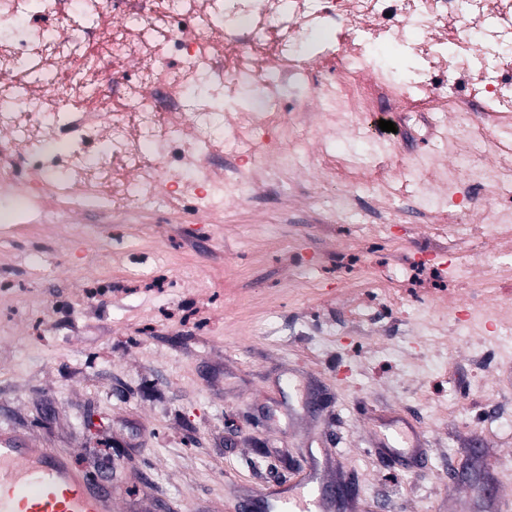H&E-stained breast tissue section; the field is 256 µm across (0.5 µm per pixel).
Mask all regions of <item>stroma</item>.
Masks as SVG:
<instances>
[{
  "label": "stroma",
  "instance_id": "stroma-1",
  "mask_svg": "<svg viewBox=\"0 0 512 512\" xmlns=\"http://www.w3.org/2000/svg\"><path fill=\"white\" fill-rule=\"evenodd\" d=\"M394 188L407 258L433 234ZM99 232L94 246L32 212L0 223V268L40 299L29 316L0 305V426L111 485L113 512H277L314 464L344 473V512L512 503V340L491 327L468 342L447 323L428 370L414 362L430 347L424 306L350 338L332 295L368 287L386 254L339 214L246 198L204 224L145 213ZM447 261L475 264L467 301L497 278L489 245ZM299 262L319 276L293 278ZM102 279L108 299L79 300ZM396 426L398 453H380Z\"/></svg>",
  "mask_w": 512,
  "mask_h": 512
}]
</instances>
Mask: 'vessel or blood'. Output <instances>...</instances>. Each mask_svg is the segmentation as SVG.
<instances>
[{
	"label": "vessel or blood",
	"instance_id": "vessel-or-blood-1",
	"mask_svg": "<svg viewBox=\"0 0 512 512\" xmlns=\"http://www.w3.org/2000/svg\"><path fill=\"white\" fill-rule=\"evenodd\" d=\"M0 512H112V493L72 459L1 428Z\"/></svg>",
	"mask_w": 512,
	"mask_h": 512
}]
</instances>
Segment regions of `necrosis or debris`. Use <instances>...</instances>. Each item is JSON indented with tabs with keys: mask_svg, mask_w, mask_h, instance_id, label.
Listing matches in <instances>:
<instances>
[{
	"mask_svg": "<svg viewBox=\"0 0 512 512\" xmlns=\"http://www.w3.org/2000/svg\"><path fill=\"white\" fill-rule=\"evenodd\" d=\"M0 0V194L20 207L58 194L81 195L96 208L137 216L179 193L191 207L214 210L239 199L231 179L236 161L260 167L275 155L281 169L307 159L309 140L319 165L340 171L351 197L331 200L369 247L387 237V207L362 212L358 191H384L396 179L431 167L422 155L394 160L385 137H373L367 115L368 78L379 52L409 59L388 72L380 96L422 98L440 112L436 135L452 152L442 194L419 188L426 223L447 220L437 249L451 252L487 232L496 253L512 257V163L498 158L512 142V0ZM78 56L76 72L58 59ZM338 58L336 95L318 113L286 110L282 82L307 85L316 63ZM56 77L41 86L44 112L16 103L14 79L31 59ZM106 83L103 93L74 102L75 87ZM255 97L260 107L232 114L213 108ZM500 198L496 207L462 197L459 185ZM425 260L388 262L376 272L372 299L353 307H402L389 285L426 268ZM435 317L453 316L467 335L486 318L512 334V298L457 311L454 292L428 294Z\"/></svg>",
	"mask_w": 512,
	"mask_h": 512,
	"instance_id": "obj_1",
	"label": "necrosis or debris"
}]
</instances>
